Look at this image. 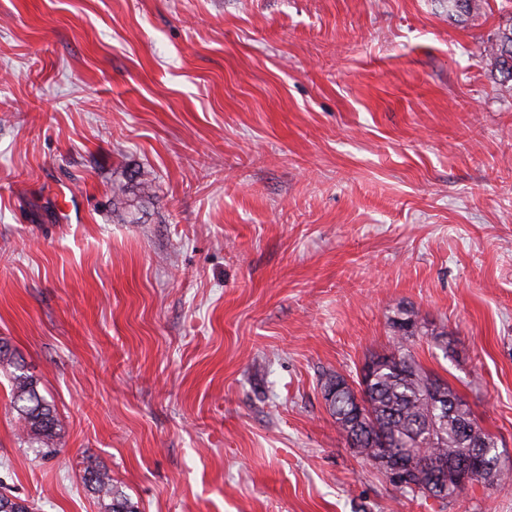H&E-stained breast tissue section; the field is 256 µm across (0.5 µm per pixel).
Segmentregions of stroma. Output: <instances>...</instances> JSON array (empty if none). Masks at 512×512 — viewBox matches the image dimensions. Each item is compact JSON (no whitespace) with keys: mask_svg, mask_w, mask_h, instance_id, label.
<instances>
[{"mask_svg":"<svg viewBox=\"0 0 512 512\" xmlns=\"http://www.w3.org/2000/svg\"><path fill=\"white\" fill-rule=\"evenodd\" d=\"M512 0H0V338L56 407L0 493L103 512H512L401 495L323 385L398 308L512 456ZM146 183L135 216L117 185ZM488 52L500 75L505 80H512V28L504 29L495 44ZM82 479L89 490L102 501L104 512H136L132 502L112 484V476L106 469L88 463L83 470Z\"/></svg>","mask_w":512,"mask_h":512,"instance_id":"stroma-1","label":"stroma"}]
</instances>
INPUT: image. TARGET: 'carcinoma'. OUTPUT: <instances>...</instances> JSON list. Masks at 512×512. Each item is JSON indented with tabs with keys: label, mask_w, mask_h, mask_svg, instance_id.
Segmentation results:
<instances>
[{
	"label": "carcinoma",
	"mask_w": 512,
	"mask_h": 512,
	"mask_svg": "<svg viewBox=\"0 0 512 512\" xmlns=\"http://www.w3.org/2000/svg\"><path fill=\"white\" fill-rule=\"evenodd\" d=\"M448 7L456 15L466 16L480 10L482 0H448ZM488 52L500 75L512 80L511 27L501 33ZM390 324L393 344L384 354L377 355L379 362L365 392L368 414L361 425L353 424L351 393L331 384L333 399L328 403L329 411L346 443L370 465L381 453V438L387 441L391 454L412 455L416 459L415 471L406 473L405 482L396 485L405 494L424 495L420 485L429 481L433 470L443 461L450 462L443 472L444 479L449 486H455L451 462L467 448L476 453L484 468L483 476L475 482L511 486L512 469L497 466L498 443L476 422L470 408L454 407L460 397L447 384L442 392L446 400L437 401L431 394L434 374L424 369L411 351L413 337L425 329L417 314L401 312ZM0 363L13 368L10 397L21 432L42 454L56 451V409L39 394L37 378L2 339ZM83 481L104 502V512H136L132 502L112 484L107 470L89 463L83 470Z\"/></svg>",
	"instance_id": "cac0c4a2"
}]
</instances>
